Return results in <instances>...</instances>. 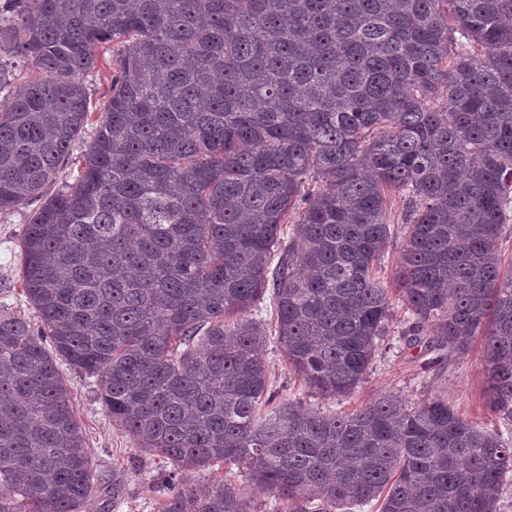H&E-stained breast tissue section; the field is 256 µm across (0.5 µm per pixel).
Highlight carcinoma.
I'll return each instance as SVG.
<instances>
[{
    "label": "carcinoma",
    "instance_id": "cac0c4a2",
    "mask_svg": "<svg viewBox=\"0 0 512 512\" xmlns=\"http://www.w3.org/2000/svg\"><path fill=\"white\" fill-rule=\"evenodd\" d=\"M117 46L73 181L86 76ZM28 64L22 88L9 64ZM409 206L392 284L388 197ZM40 318L0 309V512H84L99 475L60 366L94 377L134 448L171 464L157 512H497L512 437L431 395L346 415L266 396V292L291 370L351 394L388 333L424 369L481 340L512 427V0H5L0 212ZM294 212L288 244L281 230ZM242 463L247 493L179 473Z\"/></svg>",
    "mask_w": 512,
    "mask_h": 512
}]
</instances>
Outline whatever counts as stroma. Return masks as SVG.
<instances>
[{
	"mask_svg": "<svg viewBox=\"0 0 512 512\" xmlns=\"http://www.w3.org/2000/svg\"><path fill=\"white\" fill-rule=\"evenodd\" d=\"M30 208L26 205L0 213V306L35 319L36 313L22 293L21 239ZM393 318L388 336L373 360L365 381L349 395L325 398L311 396L305 382L290 372L276 338H269L264 356L269 366V388L276 399L300 400L306 406L346 413L390 393L409 405L438 394L464 417L486 428L504 431L505 426L489 415L488 381L480 346L449 363L426 370L425 341L408 343L401 333L407 314L401 301L392 303ZM65 382L72 394L77 418L99 471L100 485L89 501L86 512H156L165 496L164 476L170 466L156 456L133 448L128 436L113 424L100 400L95 379L64 370ZM120 473L125 496L112 500V475Z\"/></svg>",
	"mask_w": 512,
	"mask_h": 512,
	"instance_id": "stroma-1",
	"label": "stroma"
}]
</instances>
